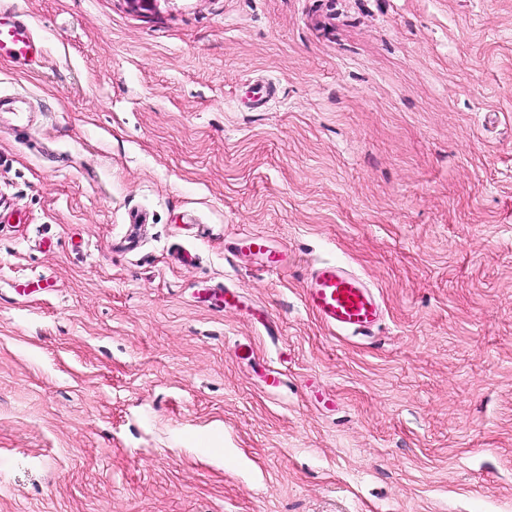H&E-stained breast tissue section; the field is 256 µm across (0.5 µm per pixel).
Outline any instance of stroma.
<instances>
[{
	"mask_svg": "<svg viewBox=\"0 0 512 512\" xmlns=\"http://www.w3.org/2000/svg\"><path fill=\"white\" fill-rule=\"evenodd\" d=\"M8 3L0 512H512V0ZM6 15L12 16L7 17ZM1 54L18 62H26L41 54V46L32 32L29 22L23 15L16 12L4 13L3 19H1L0 12ZM237 250H246L251 255L262 258L263 266L269 269H279L283 266L282 254L270 245L263 235L245 234L237 243ZM304 296L323 324L342 332L369 336L383 319V307L374 289L336 262H321L314 267Z\"/></svg>",
	"mask_w": 512,
	"mask_h": 512,
	"instance_id": "stroma-1",
	"label": "stroma"
}]
</instances>
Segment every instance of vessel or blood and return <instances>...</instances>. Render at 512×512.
Listing matches in <instances>:
<instances>
[{
	"mask_svg": "<svg viewBox=\"0 0 512 512\" xmlns=\"http://www.w3.org/2000/svg\"><path fill=\"white\" fill-rule=\"evenodd\" d=\"M41 53L27 19L20 14L0 18V55L28 61ZM238 250L261 257L263 265L278 269L282 254L265 236L247 234L240 237ZM309 309L327 327L354 335H371L383 319V307L373 288L347 267L322 262L310 272L304 290Z\"/></svg>",
	"mask_w": 512,
	"mask_h": 512,
	"instance_id": "1",
	"label": "vessel or blood"
}]
</instances>
